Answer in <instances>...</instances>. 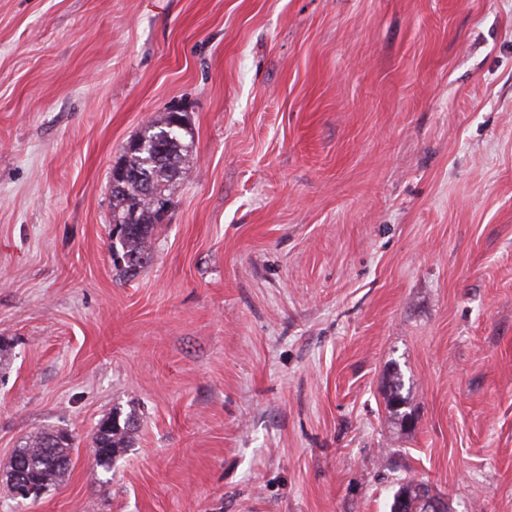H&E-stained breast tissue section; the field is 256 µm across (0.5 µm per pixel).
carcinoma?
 <instances>
[{"mask_svg":"<svg viewBox=\"0 0 512 512\" xmlns=\"http://www.w3.org/2000/svg\"><path fill=\"white\" fill-rule=\"evenodd\" d=\"M192 148L193 131L187 115L181 113L175 120L170 111L145 124L124 148L116 167L125 168L127 176L116 180L117 187L112 189V224L118 230L112 251L123 261V275H134L150 261L147 244L160 223L157 202L173 204L171 186ZM402 389V376L395 371L389 386V414L394 424L404 427L409 425L412 412ZM136 429L137 419L131 413L122 418L114 412L97 424L93 444L101 466L112 467L116 454L130 447ZM72 448L73 437L65 431H41L26 437L11 457L6 485L12 486L14 472L22 468L34 487L32 500H38L66 476ZM427 496L444 499L425 482L405 480L393 495L390 512H397L398 504L403 506L402 512H424L422 500Z\"/></svg>","mask_w":512,"mask_h":512,"instance_id":"1","label":"carcinoma"}]
</instances>
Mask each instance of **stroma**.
<instances>
[{
    "mask_svg": "<svg viewBox=\"0 0 512 512\" xmlns=\"http://www.w3.org/2000/svg\"><path fill=\"white\" fill-rule=\"evenodd\" d=\"M169 109L193 156L123 280L112 168ZM2 341L0 471L75 448L0 512H389L408 477L512 512V0H0ZM402 389V376L398 371H394L389 386L388 407L394 424L401 428L409 425L412 418V412L407 410V398L401 393ZM136 429L137 419L132 413L126 415L121 423L120 414L112 412L97 424L93 448L100 466L111 471L112 460L121 449L130 447ZM73 437L65 431H41L25 438L11 457L6 473V485L10 492L13 475L17 468L24 469L34 487L30 496L37 501L46 490L56 486L66 476L71 450L74 448Z\"/></svg>",
    "mask_w": 512,
    "mask_h": 512,
    "instance_id": "1",
    "label": "stroma"
}]
</instances>
